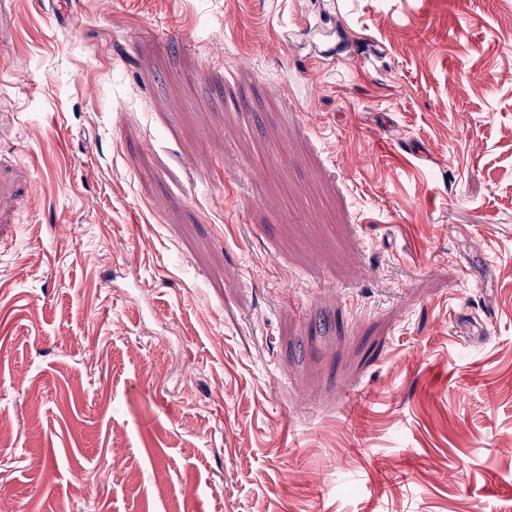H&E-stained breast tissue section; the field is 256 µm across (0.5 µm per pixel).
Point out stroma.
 Masks as SVG:
<instances>
[{
	"label": "stroma",
	"mask_w": 512,
	"mask_h": 512,
	"mask_svg": "<svg viewBox=\"0 0 512 512\" xmlns=\"http://www.w3.org/2000/svg\"><path fill=\"white\" fill-rule=\"evenodd\" d=\"M70 2L0 0L12 512H506L512 0Z\"/></svg>",
	"instance_id": "obj_1"
}]
</instances>
